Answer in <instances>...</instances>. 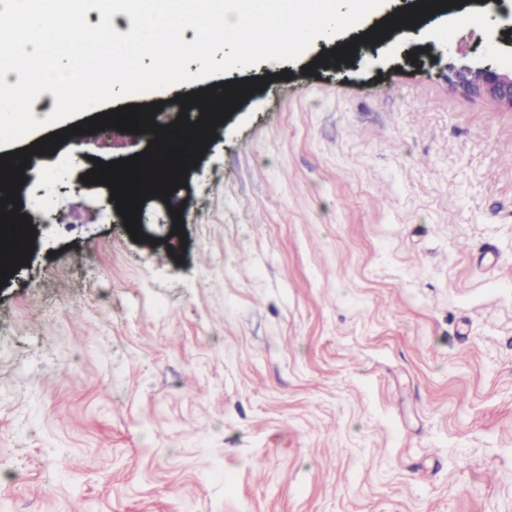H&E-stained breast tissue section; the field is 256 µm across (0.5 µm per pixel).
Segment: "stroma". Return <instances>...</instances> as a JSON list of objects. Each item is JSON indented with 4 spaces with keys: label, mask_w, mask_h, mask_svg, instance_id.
Returning <instances> with one entry per match:
<instances>
[{
    "label": "stroma",
    "mask_w": 512,
    "mask_h": 512,
    "mask_svg": "<svg viewBox=\"0 0 512 512\" xmlns=\"http://www.w3.org/2000/svg\"><path fill=\"white\" fill-rule=\"evenodd\" d=\"M486 16L213 66L264 87L175 189L183 235L26 174L55 202L0 288V512H512V110L446 79Z\"/></svg>",
    "instance_id": "stroma-1"
}]
</instances>
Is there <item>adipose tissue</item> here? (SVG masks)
<instances>
[{
  "mask_svg": "<svg viewBox=\"0 0 512 512\" xmlns=\"http://www.w3.org/2000/svg\"><path fill=\"white\" fill-rule=\"evenodd\" d=\"M11 11L16 26L0 32V55L24 54L29 65L0 69V138L4 140L38 123L62 92L55 58L43 54V42L64 45L76 40L96 18L104 22L99 40L108 45L115 70L145 84L152 77L141 67V57L154 54L158 40L175 43L194 64L167 74L166 79L176 90L187 91L209 65L217 39L234 47L224 59L226 69H247L265 55V45L247 40L254 19L280 29L286 20L305 21L315 15L317 31L325 37L366 18L386 15L380 0H372L365 10L358 0H13Z\"/></svg>",
  "mask_w": 512,
  "mask_h": 512,
  "instance_id": "1",
  "label": "adipose tissue"
}]
</instances>
